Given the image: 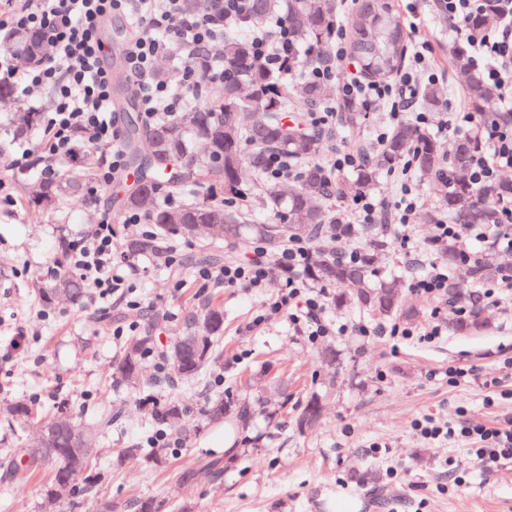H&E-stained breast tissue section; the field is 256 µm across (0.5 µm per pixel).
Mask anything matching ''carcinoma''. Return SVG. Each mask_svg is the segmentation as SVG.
Returning <instances> with one entry per match:
<instances>
[{
	"label": "carcinoma",
	"instance_id": "1",
	"mask_svg": "<svg viewBox=\"0 0 512 512\" xmlns=\"http://www.w3.org/2000/svg\"><path fill=\"white\" fill-rule=\"evenodd\" d=\"M500 0H484L482 11L469 20L473 30L482 28L488 18L496 16ZM282 10V0H253L252 11L243 18L244 29L263 26ZM288 24L294 46L305 45L307 52L298 59L306 69L325 59V44L329 31L336 23L334 0H288ZM350 52L359 70L374 78L393 75L401 66L408 34L397 13L394 0H359L349 21ZM13 55L20 65L32 64L47 56L46 45L30 31L11 29L0 37V51ZM224 81L210 87L203 103L182 113L173 121L146 126H134L125 147L129 162L141 172L137 187L127 193L123 206L141 210L152 232L128 243L134 253L164 257L169 234L177 233L193 239L200 252L209 249V233H197L190 225L197 223L204 212L224 226V240L230 243L256 238L276 252L291 238L304 239L312 244L322 238L342 243L363 241L356 258L349 261L339 255L317 254L311 259L307 276L329 288L336 289L338 306L355 304L377 317L398 316L413 318L418 311L404 307L395 288V280L380 272L378 256L390 249L389 238L367 226L349 224L342 213L331 209L327 201L335 195L352 197L377 185L383 171L397 165L410 150H415L416 168L425 174L440 176L443 167L451 169V181H437L444 211L454 220L465 215L470 224H493L497 218L496 199L512 194V181L504 180L491 192H480L463 176L470 158L483 150L479 130L455 139L452 153L445 155L439 140L406 122L388 136L379 153L357 168L352 178H338L329 187L317 160L323 151L320 133L306 127H291L284 122V113L295 112L320 101L321 86L305 77L275 73L258 67L252 57L250 41L246 38L224 36ZM453 64L467 75V94L472 111L483 123L498 121L501 115L489 110L498 97L495 88L483 78L468 52L455 46ZM14 109L11 121L15 137L35 129L41 115L18 105V93L9 81L0 79V106ZM366 113L358 101L346 106L345 122L353 129L361 128ZM271 154H284L304 163L296 188L283 194L279 184L264 180L262 202L271 208L275 222L249 224L244 213L233 208L232 202L218 198L188 200L176 209L154 202L155 194L164 190L171 195L181 194L191 186L221 187L226 194L238 193L243 177L250 173L263 180L265 159ZM92 180V168L81 155L76 163L62 170L57 178L42 183L41 192L53 191L60 200L77 196ZM433 248L448 265L462 260V253L453 240H437ZM512 271L495 258V247L489 246L469 263L468 279L458 281L448 277V306L471 303L476 288L497 280ZM60 295L78 301L85 296L83 281L68 272L58 274L53 282L39 289V299L52 305ZM490 317L478 306L472 307L466 319L451 318L449 325L456 332L485 329ZM224 334V309L213 305L203 314L191 312L185 316L179 335L170 345L158 352V370L192 382L211 364L217 342ZM153 337L137 333L126 337L123 354L113 365L114 373L135 391L147 390L155 380L143 376L144 364L154 355ZM42 406L34 400H16L0 406V419L8 422L39 423ZM181 412L178 397L173 396L160 409L153 411L156 429H166ZM209 420L234 427L244 425L250 418L247 412L235 413L227 408L224 399L211 400L206 409ZM321 399L309 398L295 415L297 426L306 430L309 416L320 417ZM118 412H105L89 419H70L71 427L93 442L105 436ZM126 457H135L153 464L167 458L163 448L135 447L123 450ZM72 444L69 431L60 434L52 454L37 455L28 448H17L5 455L3 473L8 483L23 481L39 472L47 473L45 491L50 496L69 500L75 496L79 481L89 489L97 485L89 461L82 471L71 469ZM132 512H162L164 502L154 498H133L125 504Z\"/></svg>",
	"mask_w": 512,
	"mask_h": 512
}]
</instances>
